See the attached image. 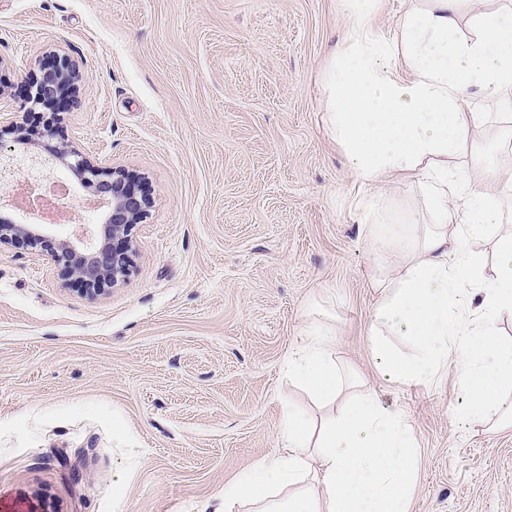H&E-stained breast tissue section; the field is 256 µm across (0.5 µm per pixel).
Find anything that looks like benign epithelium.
Returning <instances> with one entry per match:
<instances>
[{
	"mask_svg": "<svg viewBox=\"0 0 512 512\" xmlns=\"http://www.w3.org/2000/svg\"><path fill=\"white\" fill-rule=\"evenodd\" d=\"M79 70L65 55L55 58L43 73L30 77L34 92L26 97L25 112L37 114L46 127L44 141L29 149L28 131L18 124L16 146L0 153V185L12 183L15 172L27 166L38 172L57 167L68 170L79 185L101 194L106 207L97 223L87 225L81 235L57 236L47 224H31L29 215L14 221L0 217V245L22 244L46 252L89 294H101L114 287L130 268L128 237L133 227L147 218L152 199L138 181L117 170H105L80 156L63 141L54 140L62 101L77 99Z\"/></svg>",
	"mask_w": 512,
	"mask_h": 512,
	"instance_id": "1",
	"label": "benign epithelium"
}]
</instances>
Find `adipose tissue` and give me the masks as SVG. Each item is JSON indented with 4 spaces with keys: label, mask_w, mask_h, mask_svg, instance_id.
<instances>
[{
    "label": "adipose tissue",
    "mask_w": 512,
    "mask_h": 512,
    "mask_svg": "<svg viewBox=\"0 0 512 512\" xmlns=\"http://www.w3.org/2000/svg\"><path fill=\"white\" fill-rule=\"evenodd\" d=\"M353 45L328 69L327 127L360 185L419 176L429 224H376L370 353L393 383L428 386L454 372L466 414L512 427V233L491 253L464 239L512 222L497 178L475 183L452 167L465 135L486 118L463 108L466 89L512 111V7L458 23L461 0H422L395 30L372 22L374 0H348ZM404 339L394 346L389 333ZM332 328L310 323L284 362L288 377L318 403L341 401L318 417L282 401L281 449L257 459L224 487V512H409L417 446L405 416L384 408L336 362Z\"/></svg>",
    "instance_id": "obj_1"
}]
</instances>
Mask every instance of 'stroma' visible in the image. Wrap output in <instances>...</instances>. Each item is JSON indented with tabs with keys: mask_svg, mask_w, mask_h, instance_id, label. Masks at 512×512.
Listing matches in <instances>:
<instances>
[{
	"mask_svg": "<svg viewBox=\"0 0 512 512\" xmlns=\"http://www.w3.org/2000/svg\"><path fill=\"white\" fill-rule=\"evenodd\" d=\"M347 0H0V112L67 54L83 79L59 136L152 198L126 277L87 294L46 253L0 246V512H222L280 448L284 360L334 327L417 440L411 512H512V428L460 416L454 377L387 381L369 351L373 224L431 221L423 182L364 198L324 123ZM454 164L512 202V111ZM336 291L322 301V289Z\"/></svg>",
	"mask_w": 512,
	"mask_h": 512,
	"instance_id": "35a3bbf8",
	"label": "stroma"
}]
</instances>
